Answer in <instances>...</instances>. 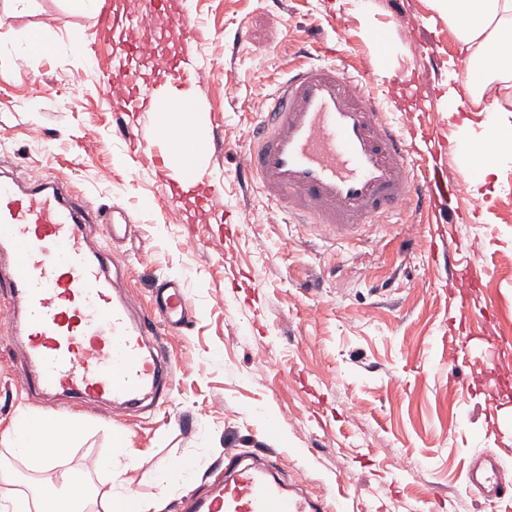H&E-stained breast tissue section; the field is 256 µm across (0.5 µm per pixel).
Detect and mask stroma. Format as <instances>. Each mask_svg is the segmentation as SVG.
Here are the masks:
<instances>
[{"label": "stroma", "instance_id": "obj_1", "mask_svg": "<svg viewBox=\"0 0 512 512\" xmlns=\"http://www.w3.org/2000/svg\"><path fill=\"white\" fill-rule=\"evenodd\" d=\"M194 28L181 43L196 73L178 91L197 105L207 159L199 184L221 186L224 222L207 212L183 221L165 175L148 171L121 127L146 142L152 112L117 110L120 92L102 94L92 71H109L118 43L97 37L96 14L73 13L67 0H32L17 11L0 0V167L20 181L51 175L91 216L104 242L113 208L132 227L109 249L139 311L155 285L184 283L192 312L162 339L173 365L163 401L127 415L29 396L16 381L15 347L0 327V502L16 491L48 487L53 471L28 468L9 445L15 417L66 411L84 433L60 459L85 470L91 488L117 486L139 499H162V512L204 492L224 475V452L238 448L300 482L301 492L344 512H512L466 493L479 453L497 454L512 471V394L480 383L489 348L472 342L462 372L451 358L460 339L459 306L443 265L452 230L477 249L491 276L470 301L493 311L497 335L512 340V161L497 163L484 183L439 140L464 139L484 112L449 111L448 87H460L461 62L447 22L427 0H187ZM244 42H235L237 29ZM385 36L378 60L366 31ZM41 32L57 42L49 55L19 59L16 45ZM428 42L421 59L412 36ZM337 57L351 73L369 72L372 90L411 110L413 157L436 182L450 225L415 213L370 228L356 243L321 237L289 223L258 188L235 171L258 112L300 61ZM223 61V79L210 78ZM429 72L403 90L392 81L410 67ZM126 450L112 472L86 470L107 457L114 434ZM185 480L161 488L156 477L183 459Z\"/></svg>", "mask_w": 512, "mask_h": 512}]
</instances>
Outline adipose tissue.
Returning a JSON list of instances; mask_svg holds the SVG:
<instances>
[{
	"mask_svg": "<svg viewBox=\"0 0 512 512\" xmlns=\"http://www.w3.org/2000/svg\"><path fill=\"white\" fill-rule=\"evenodd\" d=\"M432 8L448 22L464 63L476 72V79L462 88H448L446 98L453 108L470 106L472 111L493 109L495 119L480 131L471 132L461 161L485 176L477 151L492 144L500 158H512V122L504 121V102L512 99V0H430ZM85 426L75 419L48 416L34 418L20 413L13 422V451L36 470L51 469L55 482L51 492L17 493L9 500L11 512H91L101 505L103 512H150L152 505L132 494L114 491L102 497L90 495L81 473L63 469L59 460Z\"/></svg>",
	"mask_w": 512,
	"mask_h": 512,
	"instance_id": "obj_1",
	"label": "adipose tissue"
}]
</instances>
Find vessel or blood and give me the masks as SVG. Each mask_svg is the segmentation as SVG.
I'll return each instance as SVG.
<instances>
[{
    "label": "vessel or blood",
    "mask_w": 512,
    "mask_h": 512,
    "mask_svg": "<svg viewBox=\"0 0 512 512\" xmlns=\"http://www.w3.org/2000/svg\"><path fill=\"white\" fill-rule=\"evenodd\" d=\"M124 27L149 26L156 38L189 29L179 0H134L119 17ZM149 64L178 85L189 62L130 43L112 58L125 87L123 114L142 107L179 120L186 102L156 93L141 78ZM397 105L378 100L365 76L334 61L297 64L265 101L262 119L241 154L240 172L277 208L339 240L353 241L373 224L409 211L437 221L429 180L412 165ZM154 167L180 170L179 192H192L194 145L163 138L144 145ZM0 286L11 301L4 321L20 345L21 390L125 410L159 402L172 381L160 330L181 328L191 312L182 282L155 289L150 312L134 314L117 288L104 247L89 239L87 214L61 185L28 186L0 179ZM469 493L493 501L512 495V474L497 457H475ZM182 512H328L324 501L296 495L276 470L250 463L237 449L224 453V477Z\"/></svg>",
    "instance_id": "vessel-or-blood-1"
}]
</instances>
